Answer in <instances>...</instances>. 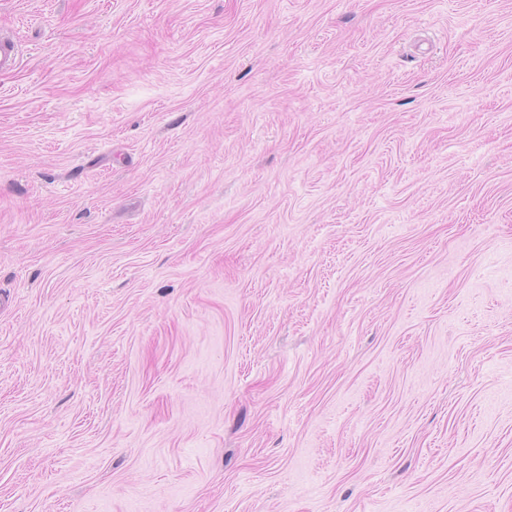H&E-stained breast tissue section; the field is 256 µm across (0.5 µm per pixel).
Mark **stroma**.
Returning <instances> with one entry per match:
<instances>
[{
  "label": "stroma",
  "instance_id": "35a3bbf8",
  "mask_svg": "<svg viewBox=\"0 0 512 512\" xmlns=\"http://www.w3.org/2000/svg\"><path fill=\"white\" fill-rule=\"evenodd\" d=\"M0 30V512H512V0ZM19 65V47L10 32H0V73H9Z\"/></svg>",
  "mask_w": 512,
  "mask_h": 512
}]
</instances>
